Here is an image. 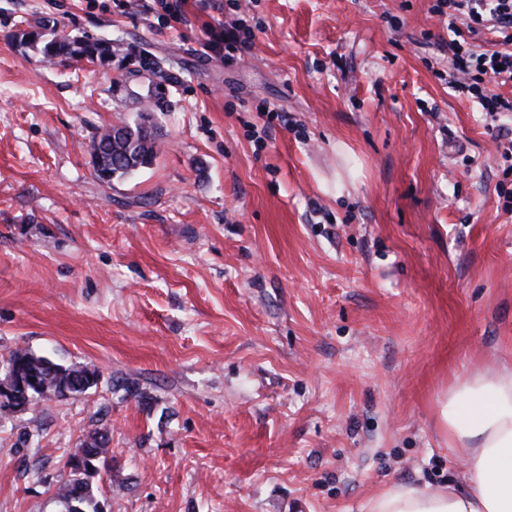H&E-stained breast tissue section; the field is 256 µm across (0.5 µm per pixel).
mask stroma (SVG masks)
<instances>
[{
  "instance_id": "obj_1",
  "label": "stroma",
  "mask_w": 512,
  "mask_h": 512,
  "mask_svg": "<svg viewBox=\"0 0 512 512\" xmlns=\"http://www.w3.org/2000/svg\"><path fill=\"white\" fill-rule=\"evenodd\" d=\"M437 3L188 0L186 27L0 0V357L100 372L0 417V512H56L95 431L102 512H359L459 480L439 403L512 365V113L449 87ZM236 16L251 49L201 56ZM26 31L117 50L49 61ZM144 110L155 161L100 183L91 140Z\"/></svg>"
}]
</instances>
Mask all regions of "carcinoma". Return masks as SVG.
Masks as SVG:
<instances>
[{
  "label": "carcinoma",
  "mask_w": 512,
  "mask_h": 512,
  "mask_svg": "<svg viewBox=\"0 0 512 512\" xmlns=\"http://www.w3.org/2000/svg\"><path fill=\"white\" fill-rule=\"evenodd\" d=\"M42 53L50 60L65 55L101 59L112 54V45L101 40L47 41ZM100 145L105 150L93 157V169L96 179L105 184L111 183L115 176H126L151 165L156 158L155 135L149 117L144 114L131 123L105 129L92 141V147ZM0 363L10 369L16 383L26 385V390L20 389L18 393L28 395L30 407L40 402L38 388L42 385L55 390L62 387L60 396L75 398L82 395L83 384L95 385L99 380V372L94 368L56 363L25 348L14 349ZM108 444L107 435L96 432L68 450L65 466L70 468V478L56 492L60 512H100L99 487L93 478L103 470L111 471Z\"/></svg>",
  "instance_id": "carcinoma-1"
}]
</instances>
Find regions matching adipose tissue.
<instances>
[{
    "label": "adipose tissue",
    "mask_w": 512,
    "mask_h": 512,
    "mask_svg": "<svg viewBox=\"0 0 512 512\" xmlns=\"http://www.w3.org/2000/svg\"><path fill=\"white\" fill-rule=\"evenodd\" d=\"M448 446L462 454V487L400 485L363 512H512V367L458 377L441 404Z\"/></svg>",
    "instance_id": "obj_1"
}]
</instances>
